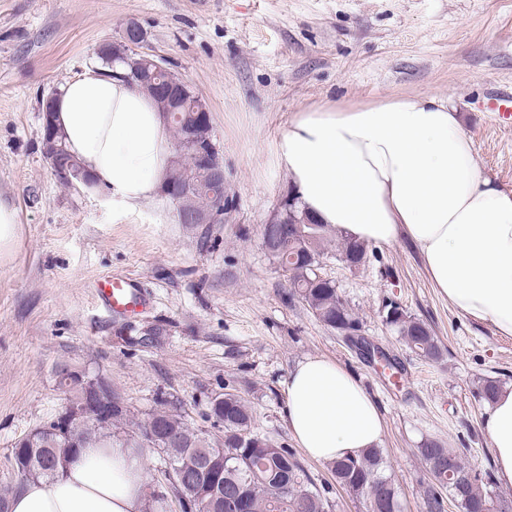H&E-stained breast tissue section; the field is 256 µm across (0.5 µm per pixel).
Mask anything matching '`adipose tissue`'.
I'll list each match as a JSON object with an SVG mask.
<instances>
[{
  "mask_svg": "<svg viewBox=\"0 0 512 512\" xmlns=\"http://www.w3.org/2000/svg\"><path fill=\"white\" fill-rule=\"evenodd\" d=\"M56 127L86 172L132 210L173 163L166 119L136 85L89 67L55 100ZM305 210L365 243L418 246L434 288L460 314L512 336V196L483 176L458 112L436 94L299 113L277 143ZM288 430L320 462L379 447L384 424L358 380L313 355L286 382ZM496 479L512 490V385L484 414ZM139 453L80 449L58 477L25 483L10 512H143Z\"/></svg>",
  "mask_w": 512,
  "mask_h": 512,
  "instance_id": "adipose-tissue-1",
  "label": "adipose tissue"
}]
</instances>
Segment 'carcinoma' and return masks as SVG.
Masks as SVG:
<instances>
[{"label":"carcinoma","mask_w":512,"mask_h":512,"mask_svg":"<svg viewBox=\"0 0 512 512\" xmlns=\"http://www.w3.org/2000/svg\"><path fill=\"white\" fill-rule=\"evenodd\" d=\"M98 58L107 67H118L125 75L132 69L122 58H112V45ZM197 189L184 200V212L201 211L224 197V187L212 182L207 172L197 174ZM331 227L311 223L303 226L302 243L312 251V264H318L329 242ZM366 246L342 238L340 258L346 263L365 264ZM289 286L308 305L317 319L329 329H336V321L357 322L350 307L339 295L334 283L316 280L310 268L292 263L289 268ZM395 329L403 343L416 354L428 359L440 355V347L432 330L424 322L407 320L386 321ZM211 415L224 424V443L215 448L201 434L192 430L181 416L162 401L147 420L149 424L179 436L180 446L165 448L173 472L192 471L202 460L211 463L209 472L221 476L224 496L214 497L207 489V478L200 477L195 484L181 488L188 501L199 503L206 512H233L226 495L236 493L243 503L239 512H330L328 499L313 484L306 470L293 452L274 448L266 438L252 429V412L246 401L234 393L224 394V401L210 405ZM129 417L127 406L112 410V419L96 420L79 426L83 443L109 441L112 430L121 428ZM77 449L58 435L47 436L45 443L30 449L34 460V478L53 479L64 471ZM428 467L433 482L427 499L430 512H439V490H448L456 497L459 512H512V501L495 498L485 487L483 478L473 470L454 448H446L431 441L418 449ZM455 462L454 482H448V459ZM339 484L349 493L366 500L369 512H402L400 493L385 474L380 449L372 448L359 457H349L330 464Z\"/></svg>","instance_id":"obj_1"}]
</instances>
